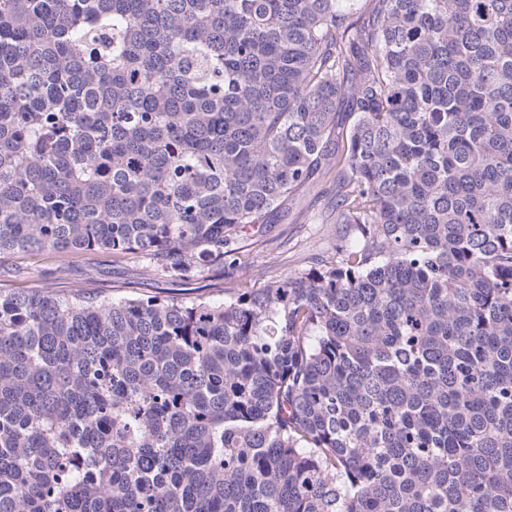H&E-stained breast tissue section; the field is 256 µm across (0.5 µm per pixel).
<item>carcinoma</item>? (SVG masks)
I'll return each mask as SVG.
<instances>
[{
	"label": "carcinoma",
	"mask_w": 512,
	"mask_h": 512,
	"mask_svg": "<svg viewBox=\"0 0 512 512\" xmlns=\"http://www.w3.org/2000/svg\"><path fill=\"white\" fill-rule=\"evenodd\" d=\"M324 180L306 274L0 291V512H512V0H0V255L234 267Z\"/></svg>",
	"instance_id": "obj_1"
}]
</instances>
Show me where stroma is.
Here are the masks:
<instances>
[{
    "instance_id": "obj_1",
    "label": "stroma",
    "mask_w": 512,
    "mask_h": 512,
    "mask_svg": "<svg viewBox=\"0 0 512 512\" xmlns=\"http://www.w3.org/2000/svg\"><path fill=\"white\" fill-rule=\"evenodd\" d=\"M335 197L332 182L316 184L270 224L247 229L238 242L243 260L232 269L208 264L182 276L144 254L17 253L0 258V287L26 284L48 295L91 291L116 300L152 291L221 302L239 289L262 287L272 275H300L329 261L337 236L347 232L345 225L326 221Z\"/></svg>"
}]
</instances>
